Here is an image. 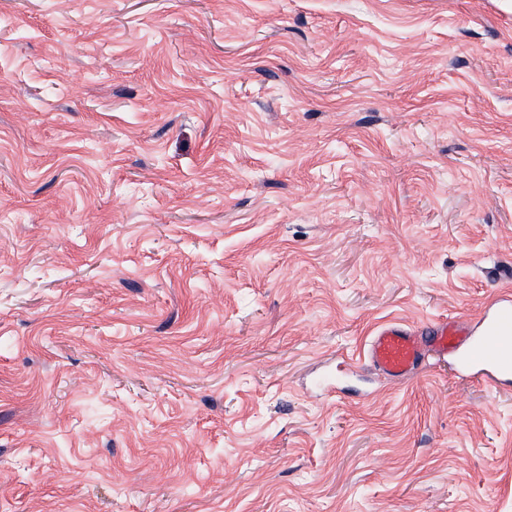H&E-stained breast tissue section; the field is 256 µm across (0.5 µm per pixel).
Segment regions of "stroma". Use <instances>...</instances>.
Listing matches in <instances>:
<instances>
[{
  "label": "stroma",
  "mask_w": 512,
  "mask_h": 512,
  "mask_svg": "<svg viewBox=\"0 0 512 512\" xmlns=\"http://www.w3.org/2000/svg\"><path fill=\"white\" fill-rule=\"evenodd\" d=\"M506 288L512 0H0V512H512ZM481 330L472 336L470 320L442 319L414 330L401 323L379 327L371 336L365 359L387 378L399 382L412 377L433 355L456 354L462 347L476 348L472 356L458 360L466 370L479 367L484 380L494 386L501 375L512 373V293L499 296L493 311L480 316Z\"/></svg>",
  "instance_id": "35a3bbf8"
}]
</instances>
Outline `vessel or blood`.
Here are the masks:
<instances>
[{
	"instance_id": "obj_1",
	"label": "vessel or blood",
	"mask_w": 512,
	"mask_h": 512,
	"mask_svg": "<svg viewBox=\"0 0 512 512\" xmlns=\"http://www.w3.org/2000/svg\"><path fill=\"white\" fill-rule=\"evenodd\" d=\"M480 323L477 333L469 321L457 318L439 320L422 331L389 323L371 336L365 358L387 378L399 382L412 377L429 357L458 354L466 347L472 354L460 357L459 366L479 369L492 385L512 373V293H502L495 309L481 314Z\"/></svg>"
}]
</instances>
